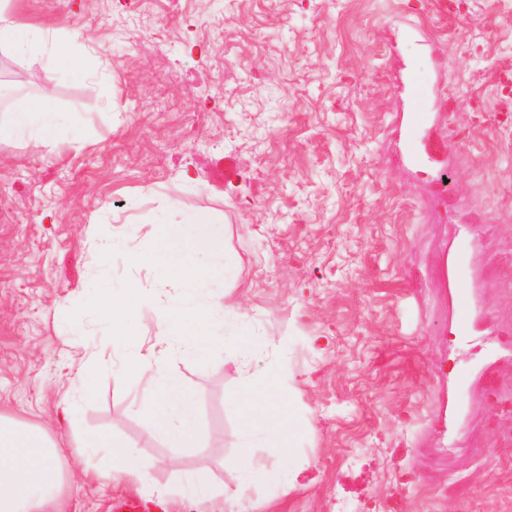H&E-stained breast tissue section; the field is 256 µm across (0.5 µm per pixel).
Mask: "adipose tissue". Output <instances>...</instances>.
Instances as JSON below:
<instances>
[{
  "label": "adipose tissue",
  "mask_w": 512,
  "mask_h": 512,
  "mask_svg": "<svg viewBox=\"0 0 512 512\" xmlns=\"http://www.w3.org/2000/svg\"><path fill=\"white\" fill-rule=\"evenodd\" d=\"M17 131L35 139L58 134L54 91L18 95L9 117L0 122V136ZM243 431L260 436L280 458L293 448L292 410L295 386L288 372L252 375L239 394ZM58 441L46 425L0 412V512H55L58 499L73 490ZM81 455L112 466L114 482L141 486L147 480L143 460L114 440L111 432H91L77 443Z\"/></svg>",
  "instance_id": "obj_1"
}]
</instances>
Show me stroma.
<instances>
[{
    "mask_svg": "<svg viewBox=\"0 0 512 512\" xmlns=\"http://www.w3.org/2000/svg\"><path fill=\"white\" fill-rule=\"evenodd\" d=\"M42 31L26 55L0 47V85L52 87L66 135L0 139V411L46 423L73 471L80 435L112 430L147 465L144 487L88 483L64 512H110L133 496L165 512L201 467L214 512H512V119L476 108L512 99V0H12ZM79 31L95 58L64 73L48 42ZM444 50L421 158L409 161L405 60ZM446 225L426 221L436 173ZM207 212L227 228L241 326L208 361L166 349L151 309L145 346L166 350L193 394L205 450L155 438L135 383L104 370L65 410L76 372L109 341L92 315L69 321L95 283L154 287L129 261L160 224ZM469 226L475 240L461 239ZM110 244L107 267L95 256ZM465 250L488 320L448 324V261ZM288 370L295 448L281 460L243 435L244 373ZM471 375L469 427L453 380ZM358 448L348 458L344 449ZM265 476L239 490L235 465Z\"/></svg>",
    "mask_w": 512,
    "mask_h": 512,
    "instance_id": "1",
    "label": "stroma"
}]
</instances>
